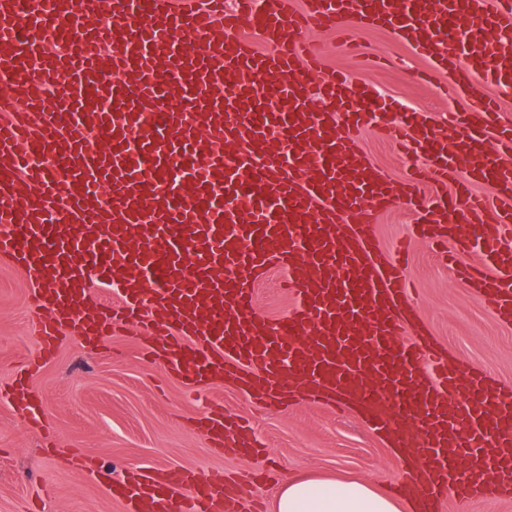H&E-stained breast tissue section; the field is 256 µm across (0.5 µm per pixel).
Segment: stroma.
<instances>
[{
	"label": "stroma",
	"mask_w": 512,
	"mask_h": 512,
	"mask_svg": "<svg viewBox=\"0 0 512 512\" xmlns=\"http://www.w3.org/2000/svg\"><path fill=\"white\" fill-rule=\"evenodd\" d=\"M350 34V51L337 50V37L330 32L315 37L325 47V71L346 74L354 90L376 88L407 109L429 113L443 129L449 115L474 110L464 94L446 100L445 76L430 86L418 84L414 75L427 69V60L391 33L354 28ZM356 139L394 182H402L418 163L399 155L377 127L359 130ZM411 223L408 202L398 197L377 225L384 254H391ZM408 276L426 326L448 359L476 364L512 386V327L484 310L454 272L435 259L428 243L416 242ZM36 318L24 274L0 258V384L11 382L36 350L30 329ZM145 340L136 326L91 342L64 337L55 358L30 375L25 387L42 405L45 430L31 427L10 402L0 400V512H26L35 491L41 512H120L90 474L70 466L69 448L81 449L116 479L139 466L176 467L198 476L217 470L242 476L269 471L275 486L255 482L245 487L247 494L269 503L278 484L297 475L361 479L381 488L397 477L401 464L391 446L369 432L355 412L336 413L305 393L284 405L260 407L218 375L200 393H190L162 364L143 360ZM213 401L223 404L229 418L251 423L264 444L261 454L210 450L188 420Z\"/></svg>",
	"instance_id": "1"
}]
</instances>
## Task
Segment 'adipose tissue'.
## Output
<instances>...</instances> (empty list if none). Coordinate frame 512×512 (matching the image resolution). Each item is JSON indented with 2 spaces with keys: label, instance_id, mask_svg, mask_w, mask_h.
Instances as JSON below:
<instances>
[{
  "label": "adipose tissue",
  "instance_id": "obj_1",
  "mask_svg": "<svg viewBox=\"0 0 512 512\" xmlns=\"http://www.w3.org/2000/svg\"><path fill=\"white\" fill-rule=\"evenodd\" d=\"M403 506L416 512L418 501L412 495L397 501L391 493L364 481L303 476L281 485L275 512H399Z\"/></svg>",
  "mask_w": 512,
  "mask_h": 512
}]
</instances>
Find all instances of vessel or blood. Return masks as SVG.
<instances>
[{
	"instance_id": "1",
	"label": "vessel or blood",
	"mask_w": 512,
	"mask_h": 512,
	"mask_svg": "<svg viewBox=\"0 0 512 512\" xmlns=\"http://www.w3.org/2000/svg\"><path fill=\"white\" fill-rule=\"evenodd\" d=\"M6 2L0 257L24 272L43 313L29 371L53 358L60 336L135 323L151 338L145 358L188 387L224 372L251 398L280 403L285 373L315 384L325 405H353L376 436L412 419L414 434L402 435L412 462L396 491L415 492L422 512L470 501L492 472L512 497V388L449 362L418 332L408 250L387 261L375 234L394 193L405 195L417 239L451 262L458 244L479 254L456 274L512 325V122L499 99L512 91V0ZM353 24L448 68L478 111L459 114L446 136L427 114L395 122L373 92L322 73L308 31ZM314 98L329 110L314 111ZM375 120L422 161L401 188L354 143ZM462 205L482 225L453 229ZM272 266L294 301L276 319L257 312L253 287ZM95 279L115 301L92 299ZM23 387L11 399L40 425ZM195 428L218 454L258 446L219 407ZM241 493L220 471L157 467L112 487L123 512H233Z\"/></svg>"
}]
</instances>
